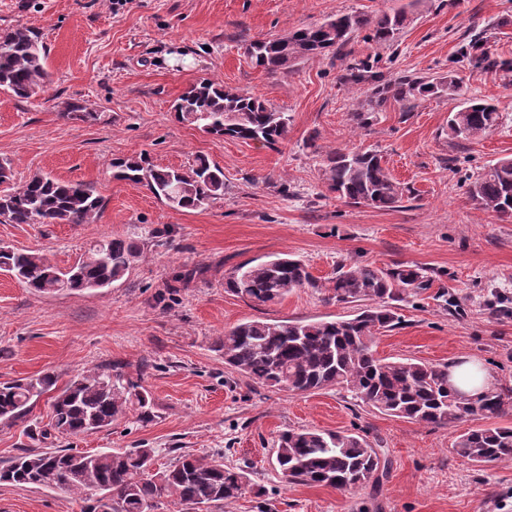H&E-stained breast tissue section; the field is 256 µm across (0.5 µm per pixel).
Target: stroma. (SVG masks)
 <instances>
[{"label": "stroma", "instance_id": "1", "mask_svg": "<svg viewBox=\"0 0 512 512\" xmlns=\"http://www.w3.org/2000/svg\"><path fill=\"white\" fill-rule=\"evenodd\" d=\"M405 11L393 46L356 33L342 54L285 73L254 68V40L284 35L339 13ZM24 26L46 47L49 78L25 100L0 91V160L12 184L36 174L90 185L102 208L90 224L0 223V246L37 250L60 268L104 237H130L141 253L107 288L39 295L0 270V382L46 372L66 383L88 368L123 362L153 404L154 421L126 416L69 440L80 451L147 446L160 463L179 454L223 455L247 467L252 493L198 512H512V460L476 466L452 450L483 421L431 427L359 405L331 386L299 394L255 387L224 362L218 341L238 323L344 318L350 308L310 288L258 305L227 291L238 264L290 254L316 277L346 263L420 268L432 282L395 302L396 329L377 334L382 358L451 364L477 359L512 381V220L475 209L471 179L512 158V71L461 58L481 34L491 56L512 61V0H0V30ZM368 62L363 81L350 68ZM451 78L452 90L387 99L366 127L351 119L370 89L397 78ZM210 79L288 113L279 148L202 133L179 122L174 101ZM469 98L494 104L498 128L471 141L448 135V114ZM79 102L98 120L60 115ZM316 147H308L310 135ZM378 151L412 190L395 209L346 203L327 191V151ZM147 155L183 168L199 155L224 170V196L202 209L169 207L147 188L113 179L116 158ZM202 267L203 278L174 288ZM40 399L30 416L0 422V469L36 446L30 425L48 422ZM318 428L366 437L390 467L379 484L352 490L286 482L274 467L282 432ZM89 500L40 486L0 483V512H87Z\"/></svg>", "mask_w": 512, "mask_h": 512}]
</instances>
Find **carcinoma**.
Masks as SVG:
<instances>
[{"label":"carcinoma","mask_w":512,"mask_h":512,"mask_svg":"<svg viewBox=\"0 0 512 512\" xmlns=\"http://www.w3.org/2000/svg\"><path fill=\"white\" fill-rule=\"evenodd\" d=\"M406 21L403 11L374 19L338 14L298 28L286 38L253 41L246 54L256 68L272 74L285 72L344 47L363 29L368 30L370 41L390 46ZM480 42L479 36H473L462 53L488 68L498 66ZM48 77L45 47L32 30L17 26L0 31V90L29 99ZM451 86V81L445 86L421 78L393 83L394 96L400 100ZM174 110L182 123L246 144L274 147L288 134L287 113L209 79L190 85ZM61 113L83 122L97 117L78 102L63 103ZM499 120L495 105L468 99L449 114L448 136L457 140L484 136L497 128ZM112 168L117 179L144 186L177 209L194 210L224 195V170L200 156L185 169L159 168L142 156L117 158ZM322 180L346 202L380 209L396 208L412 194L391 177L375 151L330 152ZM468 196L476 209L512 219V158L496 162L475 178ZM100 208L101 199L89 185L48 174H35L0 192V218L8 224H91ZM139 254L140 246L130 239L104 238L66 274L39 251L0 246V269L36 294L90 291L120 280ZM225 286L257 304L279 300L298 288H312L326 293L329 302L361 306L347 319L248 320L225 333L219 340L224 362L255 385L299 393L341 385L364 406L433 426L452 425L468 416L493 420L512 407L511 386L471 395L448 385L446 365L376 356L375 335L400 324L391 302L415 296L429 286L416 268L350 264L321 281L301 261L284 256L238 265L225 276ZM44 394L49 395L51 417L36 431L40 443L109 428L130 409L138 412L142 423L154 417L146 390L124 371L123 364L114 362L84 370L60 389L52 373L0 383V420L27 417ZM453 451L474 464L511 459L512 427L469 428L456 436ZM274 453L282 477L291 483L347 489L376 484L387 469L386 459L364 437L339 431L291 429L279 436ZM155 465L156 451L147 447L97 453L74 448L31 450L0 470V482L61 488L80 495L94 491L98 497L90 512H155L158 503L168 498L189 512L204 504L237 499L249 487L247 472L225 464L222 456L183 454L159 470Z\"/></svg>","instance_id":"cac0c4a2"}]
</instances>
